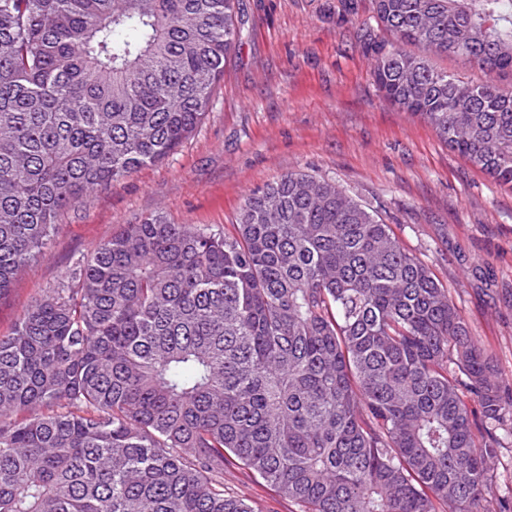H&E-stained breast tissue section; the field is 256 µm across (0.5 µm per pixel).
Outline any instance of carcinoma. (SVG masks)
<instances>
[{
    "label": "carcinoma",
    "instance_id": "obj_1",
    "mask_svg": "<svg viewBox=\"0 0 512 512\" xmlns=\"http://www.w3.org/2000/svg\"><path fill=\"white\" fill-rule=\"evenodd\" d=\"M384 100L512 190V0H372ZM242 41L235 0H0V297L59 214L173 155ZM480 66L474 85L434 67ZM512 385L429 265L290 171L236 233L126 224L0 336V512H506ZM432 62L441 69L448 70V73L458 74L473 83H482L489 77L475 64L464 63L460 60L444 56H431ZM505 448H500L498 458L495 462L496 483L492 499L495 502L499 499L512 497V443L511 438L506 440ZM224 487L229 492L246 496L252 501L256 512H297V507L248 470L230 464L224 467Z\"/></svg>",
    "mask_w": 512,
    "mask_h": 512
}]
</instances>
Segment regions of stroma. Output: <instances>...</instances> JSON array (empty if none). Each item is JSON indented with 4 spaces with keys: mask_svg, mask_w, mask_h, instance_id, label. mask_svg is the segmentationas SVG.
<instances>
[{
    "mask_svg": "<svg viewBox=\"0 0 512 512\" xmlns=\"http://www.w3.org/2000/svg\"><path fill=\"white\" fill-rule=\"evenodd\" d=\"M236 11L243 39L203 122L169 160L63 212L48 248L0 297V335L124 225L159 214L229 233L250 193L300 171L378 211L512 383V191L382 99L364 48L385 37L372 0H237ZM224 485L256 512H297L236 465Z\"/></svg>",
    "mask_w": 512,
    "mask_h": 512,
    "instance_id": "stroma-1",
    "label": "stroma"
}]
</instances>
